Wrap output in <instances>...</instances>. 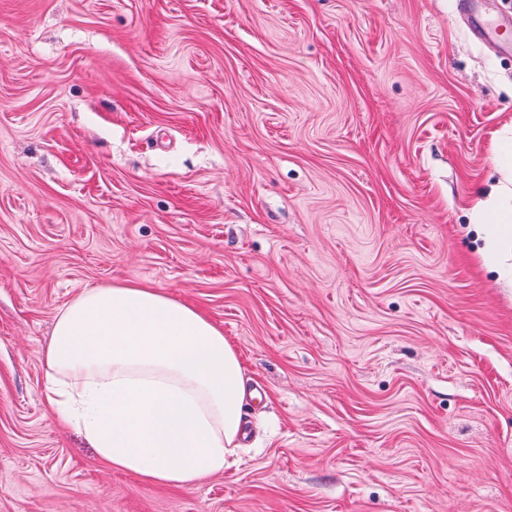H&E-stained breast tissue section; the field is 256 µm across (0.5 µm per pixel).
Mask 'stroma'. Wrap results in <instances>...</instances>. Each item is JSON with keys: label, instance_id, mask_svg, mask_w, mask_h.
<instances>
[{"label": "stroma", "instance_id": "1", "mask_svg": "<svg viewBox=\"0 0 512 512\" xmlns=\"http://www.w3.org/2000/svg\"><path fill=\"white\" fill-rule=\"evenodd\" d=\"M0 0V512H512V281L468 211L512 0ZM124 280L239 351L192 488L48 403L57 311Z\"/></svg>", "mask_w": 512, "mask_h": 512}]
</instances>
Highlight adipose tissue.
<instances>
[{
	"label": "adipose tissue",
	"instance_id": "ef3b65f1",
	"mask_svg": "<svg viewBox=\"0 0 512 512\" xmlns=\"http://www.w3.org/2000/svg\"><path fill=\"white\" fill-rule=\"evenodd\" d=\"M502 179L472 208L488 265L512 248V137L493 154ZM49 403L112 469L190 488L221 474L241 444L239 352L202 312L136 281L81 292L56 314L42 352Z\"/></svg>",
	"mask_w": 512,
	"mask_h": 512
}]
</instances>
